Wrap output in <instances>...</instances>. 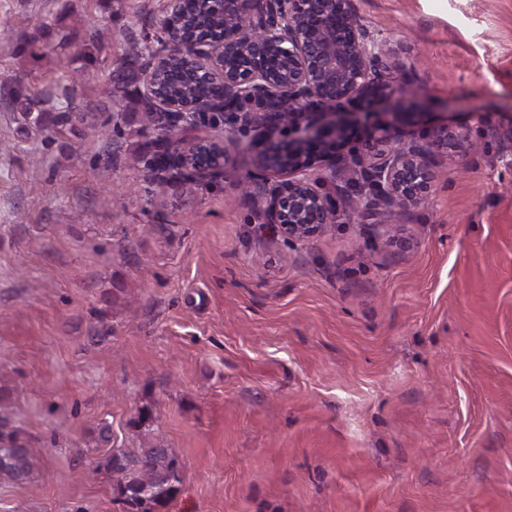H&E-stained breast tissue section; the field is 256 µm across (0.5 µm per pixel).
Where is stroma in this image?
Segmentation results:
<instances>
[{"label":"stroma","mask_w":512,"mask_h":512,"mask_svg":"<svg viewBox=\"0 0 512 512\" xmlns=\"http://www.w3.org/2000/svg\"><path fill=\"white\" fill-rule=\"evenodd\" d=\"M353 8L414 68V128L480 145L439 162L405 249L343 205L273 235L221 123L195 132L226 138L222 177L139 163L157 132L103 91L160 0H0V418L35 461L0 512H128L105 460L149 442L180 463L160 512H512V0ZM91 25L73 104L99 136L26 121L15 95L47 110Z\"/></svg>","instance_id":"obj_1"}]
</instances>
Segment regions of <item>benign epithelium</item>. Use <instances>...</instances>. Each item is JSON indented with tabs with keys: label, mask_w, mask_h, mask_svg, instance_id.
I'll return each mask as SVG.
<instances>
[{
	"label": "benign epithelium",
	"mask_w": 512,
	"mask_h": 512,
	"mask_svg": "<svg viewBox=\"0 0 512 512\" xmlns=\"http://www.w3.org/2000/svg\"><path fill=\"white\" fill-rule=\"evenodd\" d=\"M189 64L191 76L214 79L217 97L187 100L170 92L164 78L169 58ZM415 73L387 40L356 20L351 0H199L178 29L152 37L142 98L161 123L196 126L224 115V124L246 134L263 127L253 164L271 187L258 201L263 223L290 241H310L335 222L336 201L322 190L326 178L312 171L330 163L359 175L338 198L377 226L385 245L403 247L396 217L425 205L440 158L474 149L460 127L419 134L403 124L421 106ZM387 102L392 111L363 138L353 129L368 118L350 107ZM227 149L213 136L166 145L167 178L179 183L213 179L224 171Z\"/></svg>",
	"instance_id": "1"
}]
</instances>
